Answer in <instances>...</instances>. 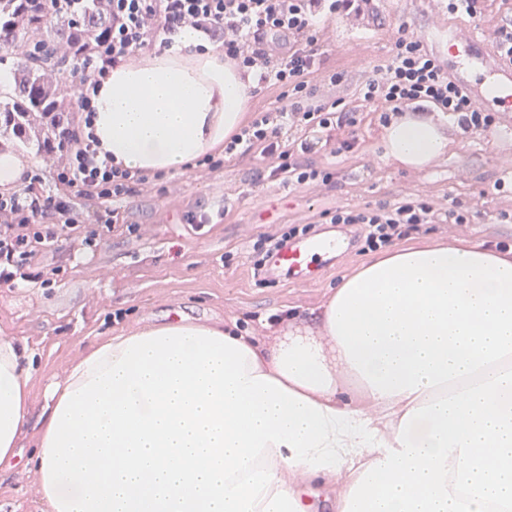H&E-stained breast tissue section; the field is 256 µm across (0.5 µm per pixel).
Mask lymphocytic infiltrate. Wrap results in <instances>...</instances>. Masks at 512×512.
Instances as JSON below:
<instances>
[{
	"label": "lymphocytic infiltrate",
	"instance_id": "f902f5d3",
	"mask_svg": "<svg viewBox=\"0 0 512 512\" xmlns=\"http://www.w3.org/2000/svg\"><path fill=\"white\" fill-rule=\"evenodd\" d=\"M367 2L108 0V34L72 69L75 109L83 120H90L91 100L113 67L153 47H168L178 30L191 27L220 43L225 60L253 73L258 85L280 91V105L261 112L225 142L223 159L253 153L265 163L269 179L292 186L329 183L333 172L314 168L305 156L317 148L333 155L351 149L355 120L341 110L339 99L319 96L310 77L320 72L330 85L342 82V73L323 69V23L335 14L361 17ZM283 37L291 38V46L273 52L270 42ZM358 95L363 107L379 111L385 124L413 105L448 115L466 133L484 134L496 124L495 114L474 105L404 23L395 31L387 63L373 68ZM292 129L300 132V139H289ZM94 141L93 133L81 129L64 146L55 180L66 196L44 194L33 183L23 192L0 195V288L16 287L24 279L23 268L36 249L78 230L83 218L74 211L73 199L115 201L148 182V175L114 165L111 156H99ZM223 159L208 154L198 165L214 170ZM474 211L457 199L444 205L410 196L374 208H339L322 218L328 224L363 225L368 247L376 249L422 224L469 223ZM49 215L54 218L50 224L45 221Z\"/></svg>",
	"mask_w": 512,
	"mask_h": 512
}]
</instances>
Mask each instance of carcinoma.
<instances>
[{
    "mask_svg": "<svg viewBox=\"0 0 512 512\" xmlns=\"http://www.w3.org/2000/svg\"><path fill=\"white\" fill-rule=\"evenodd\" d=\"M112 26L105 0H82L80 14L69 18L48 12L41 0H0V67L12 74V92L0 98V136L36 147L53 148L72 135L74 86L64 63L89 55ZM29 48L19 58L9 50Z\"/></svg>",
    "mask_w": 512,
    "mask_h": 512,
    "instance_id": "1",
    "label": "carcinoma"
}]
</instances>
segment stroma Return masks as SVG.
Returning a JSON list of instances; mask_svg holds the SVG:
<instances>
[{
    "label": "stroma",
    "mask_w": 512,
    "mask_h": 512,
    "mask_svg": "<svg viewBox=\"0 0 512 512\" xmlns=\"http://www.w3.org/2000/svg\"><path fill=\"white\" fill-rule=\"evenodd\" d=\"M402 22L447 69L457 64L448 54L449 26L475 24L466 15L448 14L442 0H370L359 20L328 17L324 67L342 72L344 80L337 86L318 82V93L342 99L357 121L352 149L307 156L315 167L335 171L332 183L308 188L258 178L261 163L251 154L212 171L192 168L153 178L118 201L123 227L103 234L83 225L31 258V267L44 271L47 281L0 288V339L25 347L32 363L29 418L18 455L0 468V512H49L39 476L26 464L43 427L46 389L64 383L71 365L98 343L176 317L221 321L264 344L291 322L315 333L337 274L372 254L357 238L352 251L313 282L291 284L255 275L264 237L324 211L418 195L438 203L453 197L474 201L482 214L469 224L421 225L405 244L512 249V222L493 221L499 213L512 214V189L496 186L512 169L511 138L470 135L450 121L448 154L425 170L410 171L384 159L380 115L357 105L359 86L385 63L393 30ZM191 214L205 216L206 224L188 223Z\"/></svg>",
    "instance_id": "obj_1"
}]
</instances>
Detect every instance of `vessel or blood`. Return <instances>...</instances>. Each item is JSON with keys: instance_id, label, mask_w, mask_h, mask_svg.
<instances>
[{"instance_id": "1", "label": "vessel or blood", "mask_w": 512, "mask_h": 512, "mask_svg": "<svg viewBox=\"0 0 512 512\" xmlns=\"http://www.w3.org/2000/svg\"><path fill=\"white\" fill-rule=\"evenodd\" d=\"M448 50L468 68H475V75L460 71L454 78L478 105L495 112H512V60L501 59L489 49L482 30L474 28L463 37L450 39ZM349 247L348 239L333 235L296 238L275 253L269 268L290 282L306 283Z\"/></svg>"}]
</instances>
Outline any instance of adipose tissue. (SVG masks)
I'll use <instances>...</instances> for the list:
<instances>
[{
  "instance_id": "adipose-tissue-1",
  "label": "adipose tissue",
  "mask_w": 512,
  "mask_h": 512,
  "mask_svg": "<svg viewBox=\"0 0 512 512\" xmlns=\"http://www.w3.org/2000/svg\"><path fill=\"white\" fill-rule=\"evenodd\" d=\"M250 79L186 27L92 99L100 151L176 173L242 126ZM384 157L419 171L443 121L407 114ZM25 352L0 339V465L29 414ZM30 465L49 512H512V255L409 246L343 274L319 335L273 345L180 318L114 336L47 395ZM306 488L309 492L307 498L314 505L312 511L332 512L334 510L335 495L330 489L316 481L307 482Z\"/></svg>"
}]
</instances>
